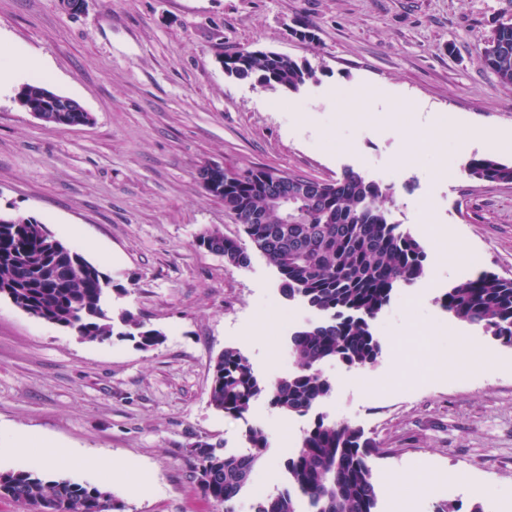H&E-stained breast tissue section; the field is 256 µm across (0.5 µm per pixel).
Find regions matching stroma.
Returning a JSON list of instances; mask_svg holds the SVG:
<instances>
[{
  "instance_id": "1",
  "label": "stroma",
  "mask_w": 512,
  "mask_h": 512,
  "mask_svg": "<svg viewBox=\"0 0 512 512\" xmlns=\"http://www.w3.org/2000/svg\"><path fill=\"white\" fill-rule=\"evenodd\" d=\"M510 20L512 0H87L78 15L60 0H0V38L41 56L47 88L94 118L49 125L0 98V212L46 224L111 280L110 314L164 335L146 350L84 339L0 297V471L37 465L50 442L55 476L109 485L91 464L108 454L149 480L135 497L113 489L123 512H215L190 476L191 447L237 449L257 426L268 452L236 504L250 512L255 494L285 488V460L324 414L376 442V512L398 496L405 512H512V348L436 302L480 271L512 278V183L469 177L441 127L512 139V90L481 54ZM304 28L314 40L298 38ZM242 50L290 55L316 78L292 92L230 77L221 61ZM366 94L382 117L360 112ZM424 128L428 141L410 147ZM207 164L322 182L358 171L394 186L390 218L427 252L425 277L372 322L377 363L323 365L333 393L307 414L260 399L236 419L209 403L225 347L260 378L286 375L289 335L319 315L282 297L258 251L238 268L197 246L207 227L245 237L203 189ZM20 433L33 450H14Z\"/></svg>"
}]
</instances>
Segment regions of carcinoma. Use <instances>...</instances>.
<instances>
[{"label": "carcinoma", "instance_id": "carcinoma-1", "mask_svg": "<svg viewBox=\"0 0 512 512\" xmlns=\"http://www.w3.org/2000/svg\"><path fill=\"white\" fill-rule=\"evenodd\" d=\"M485 65L501 86L512 90V22H502L485 42ZM237 79H254L263 87L298 90L316 79V70L276 52H236L226 69ZM89 124L74 99L59 96L42 121L58 124L61 110ZM474 179L512 183V165L491 158H472ZM267 169L237 171L212 196L242 225L245 235L280 275V293L299 299L322 319L294 331L288 349L297 369L265 381L236 348L226 347L213 365L210 404L241 418L260 397L284 413L306 414L326 400L332 381L320 366L336 360L355 369L374 366L381 344L371 321L390 303L398 286L426 274L427 253L411 233L390 221L384 203L394 187L346 170L331 182L290 176L272 186L262 179ZM288 197V219L269 205V197ZM54 236L34 217L0 214V296L28 314L70 328L94 340L114 334L140 347L156 345L161 333L145 327L132 313L108 315L105 297L111 281L81 254L62 242L50 251ZM198 246L224 257V263L246 267L251 258L239 240L217 228L196 236ZM437 303L455 319L480 326L512 347V279L481 272L444 289ZM268 438L259 427L245 433V450L226 451L206 441L192 446L193 477L205 480L202 491L224 512L250 485L264 460ZM376 443L359 428L320 416L284 463L287 487L255 499L252 512H375L377 500L370 457ZM26 512H122L112 493L97 487L51 478L28 468L0 472V499Z\"/></svg>", "mask_w": 512, "mask_h": 512}]
</instances>
